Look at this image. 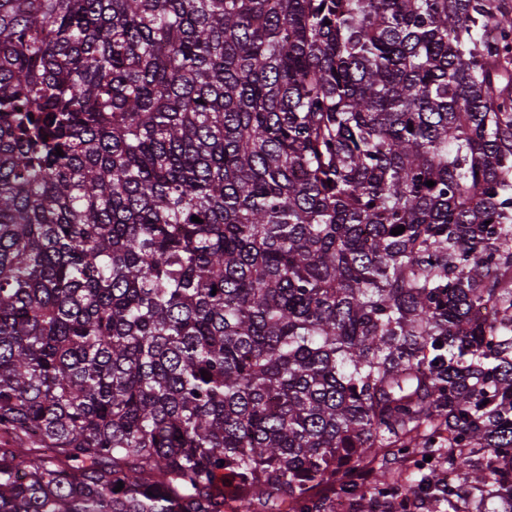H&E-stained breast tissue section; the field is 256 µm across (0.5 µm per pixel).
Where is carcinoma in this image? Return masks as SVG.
I'll list each match as a JSON object with an SVG mask.
<instances>
[{
    "instance_id": "cac0c4a2",
    "label": "carcinoma",
    "mask_w": 512,
    "mask_h": 512,
    "mask_svg": "<svg viewBox=\"0 0 512 512\" xmlns=\"http://www.w3.org/2000/svg\"><path fill=\"white\" fill-rule=\"evenodd\" d=\"M321 485L512 503V3L0 0V512Z\"/></svg>"
}]
</instances>
